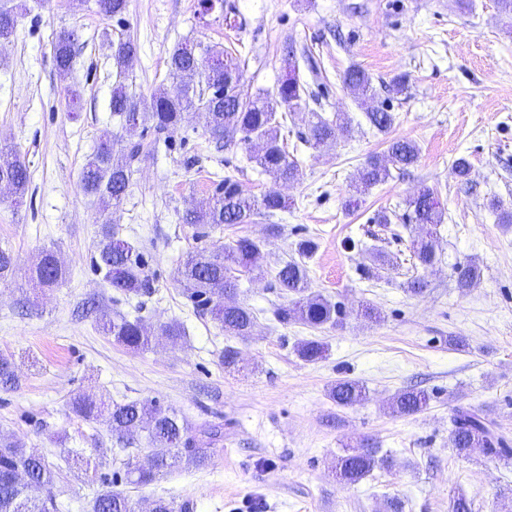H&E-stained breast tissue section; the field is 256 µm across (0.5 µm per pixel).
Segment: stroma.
<instances>
[{
	"instance_id": "35a3bbf8",
	"label": "stroma",
	"mask_w": 512,
	"mask_h": 512,
	"mask_svg": "<svg viewBox=\"0 0 512 512\" xmlns=\"http://www.w3.org/2000/svg\"><path fill=\"white\" fill-rule=\"evenodd\" d=\"M24 2L17 33L0 43V146L17 152L29 170L22 203L0 192V247L14 273L0 280V355L12 359L19 384L0 388V436L45 458L55 473L57 512H91L96 494L121 488L125 455L105 422L76 416L71 395L114 401L159 400L192 427L220 426L224 439L201 468L181 467L154 483L128 489L135 512L152 501L190 503L193 512H381L385 499L402 512H448L466 494L473 512H512V224L500 223L490 197L512 204V19L497 0H223L203 14L201 0H127L107 17L97 0ZM77 31L73 70L60 76L51 51L58 35ZM137 54L118 69L119 40ZM228 53L249 93H275L296 71L309 95L281 131L295 181H274L241 147H216L197 116L139 164L111 218L142 252L154 288L142 315L152 328L177 321L178 342L155 336L131 351L114 344L81 306L95 300L107 314L131 313L117 301L97 253L99 208L80 187L84 164L104 136L152 139V130L123 128L110 108L123 81L134 100L172 89L166 61L179 43ZM351 66L365 70L375 105L396 120L381 133L342 83ZM407 75L409 92L393 95L384 81ZM343 113L351 137L319 146L304 143L309 112ZM410 139L417 163L386 182L357 187V171L390 141ZM470 164L468 183L451 174L457 158ZM230 176L251 195L276 191L289 202L272 220L207 228L197 237L182 223L188 208L212 200L218 178ZM434 189L444 212L437 228L440 261L425 271L414 296L411 243L420 229L407 220L408 202ZM388 213L389 226L373 221ZM279 224L280 235L268 232ZM249 237L260 241L264 276L240 274L237 299L257 320L250 337L225 335L209 312L186 295L179 269L190 252ZM307 259L312 291L340 309L337 326L314 330L275 320L292 297L272 274ZM54 252L66 270L61 283L41 288L29 279L37 258ZM389 264L375 268L373 257ZM476 263L480 278L457 285L456 270ZM377 316L369 319L365 308ZM317 339L328 355L300 359L298 343ZM241 353L224 368L225 346ZM340 378L361 381L367 398L342 408L329 396ZM428 392L424 411L393 414L399 391ZM487 411L509 453L458 455L450 437L455 408ZM367 443L389 456L356 484L334 465L344 449Z\"/></svg>"
}]
</instances>
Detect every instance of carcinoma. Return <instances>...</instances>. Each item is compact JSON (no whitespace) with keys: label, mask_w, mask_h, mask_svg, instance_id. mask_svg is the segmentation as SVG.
I'll use <instances>...</instances> for the list:
<instances>
[{"label":"carcinoma","mask_w":512,"mask_h":512,"mask_svg":"<svg viewBox=\"0 0 512 512\" xmlns=\"http://www.w3.org/2000/svg\"><path fill=\"white\" fill-rule=\"evenodd\" d=\"M18 12L0 9V41L10 39L16 32ZM78 36L75 31L63 32L53 42V59L59 73L66 75L73 69ZM137 53L132 40L117 44L115 60L121 68ZM169 75L176 80L171 90L154 93L138 103L128 94L123 82L112 89L111 111L125 126L150 125L155 137L122 143L119 139H103L87 160L80 176L81 189L97 199L100 205L99 245L96 266L118 294L136 299L153 294L152 284L145 272L140 251L131 245L121 246L119 227L112 224L107 211L121 201L129 187L135 165L152 157L160 143L168 141L177 132L187 115L194 110L203 119L209 136L226 146L242 144L252 146L259 140L254 159L262 172L276 180L290 182L298 175L297 164L288 158L280 144V130L287 121L281 108L297 107L306 95V89L292 75L281 81L274 95H251L240 84L237 66L222 54L200 55L187 43L173 47L168 59ZM342 82L354 94L358 105L365 109V117L379 131L389 129L394 115L382 108L368 105L373 98L370 76L362 69L351 66L343 73ZM307 140L321 144L350 135L349 123L341 118L328 119L312 113ZM418 145L409 140H396L389 144L387 154L370 157L358 171V181L372 186L387 181L391 168L400 171L414 165L419 158ZM5 183L16 200L23 199L28 183V169L19 156L0 149V184ZM288 208V200L278 193H268L257 200L245 192L242 185L230 177L216 187L214 201L206 207L186 210L181 220L185 224L204 227L212 224H250L256 218H269ZM409 221L414 224L436 226L442 223L443 212L436 193L425 187L409 202ZM416 264L426 269L437 261L432 233L412 241ZM261 245L249 238H240L233 245L217 250L205 248L191 252L181 266L189 297L198 306L208 310L221 323L228 336L245 337L255 324L254 311L235 300L237 275L264 270ZM64 271L54 253L44 252L32 269L31 278L41 286L58 284ZM274 279L281 290L295 294L298 299L277 308L276 319L281 323L299 321L312 328L338 323V310L321 294H305L309 288L305 264L287 261L277 268ZM99 329L116 344L132 350L149 346L151 328L140 317L124 314L99 318ZM325 346L311 339L298 347V354L308 362L323 357ZM19 378L13 363L0 357V386L13 387ZM330 398L339 407H352L366 398V389L359 381L341 378L330 388ZM429 396L423 390L406 389L392 398L393 411L401 415L419 413L427 408ZM70 405L76 415L87 422L106 417L111 436L127 453L125 479L135 487L149 485L160 476L182 464L203 467L210 459V449L222 441L224 434L218 425L192 432L184 417L163 407L155 399L106 403L84 394L71 398ZM452 423V440L457 452L466 455L473 448L489 454H503V437L496 423L482 410L459 407ZM145 435L149 447V464L136 461L139 449L129 447L131 440ZM379 464L377 449L366 444L353 448L337 459L340 479L356 483L369 476ZM54 482V473L44 459L29 453L17 442H0V512H52L56 509L53 498H43L40 492ZM92 512H133L130 498L122 491L102 490L94 499Z\"/></svg>","instance_id":"obj_1"}]
</instances>
